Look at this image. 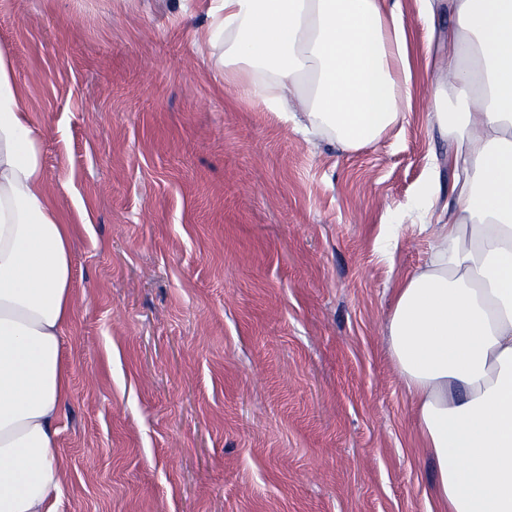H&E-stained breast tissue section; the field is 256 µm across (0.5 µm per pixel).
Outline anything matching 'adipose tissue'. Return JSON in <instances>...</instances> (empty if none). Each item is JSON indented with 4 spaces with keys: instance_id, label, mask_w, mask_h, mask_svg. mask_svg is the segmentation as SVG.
Returning <instances> with one entry per match:
<instances>
[{
    "instance_id": "1",
    "label": "adipose tissue",
    "mask_w": 512,
    "mask_h": 512,
    "mask_svg": "<svg viewBox=\"0 0 512 512\" xmlns=\"http://www.w3.org/2000/svg\"><path fill=\"white\" fill-rule=\"evenodd\" d=\"M447 110L456 176L428 263L397 288L387 340L435 463V512H512V0H448ZM224 80L297 131L376 141L411 98L398 5L209 0ZM72 227L43 180L41 142L0 50V512H57V419L69 393Z\"/></svg>"
}]
</instances>
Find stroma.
<instances>
[{
    "label": "stroma",
    "instance_id": "35a3bbf8",
    "mask_svg": "<svg viewBox=\"0 0 512 512\" xmlns=\"http://www.w3.org/2000/svg\"><path fill=\"white\" fill-rule=\"evenodd\" d=\"M207 6L0 0L74 226L58 512H429L385 327L454 181L448 13L400 0L410 105L346 151L237 98L224 45L196 52Z\"/></svg>",
    "mask_w": 512,
    "mask_h": 512
}]
</instances>
